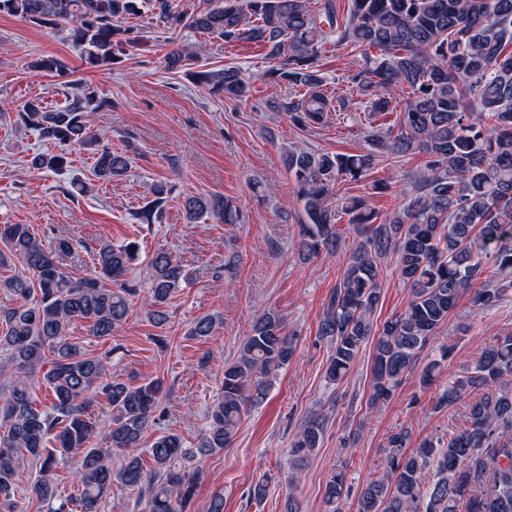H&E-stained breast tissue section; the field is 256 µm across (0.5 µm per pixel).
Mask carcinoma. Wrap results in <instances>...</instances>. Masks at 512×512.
Returning <instances> with one entry per match:
<instances>
[{
    "label": "carcinoma",
    "mask_w": 512,
    "mask_h": 512,
    "mask_svg": "<svg viewBox=\"0 0 512 512\" xmlns=\"http://www.w3.org/2000/svg\"><path fill=\"white\" fill-rule=\"evenodd\" d=\"M145 4L171 34L184 30L227 41L263 43L274 61L268 75L288 83L294 96L269 108L284 110L299 126L320 125L343 98L325 90L318 60L326 45L350 43L364 48L360 71L352 76L365 110L399 112L396 125L371 129L369 149L362 154H333L295 149L284 163L297 186L307 216L298 225L302 259L335 253L345 244L339 221L347 216L354 233L342 276L332 292L318 335L332 353L326 368L329 383L342 381L363 345L377 336L373 357L372 399L387 401L417 369L424 350L447 324L459 299L476 287L471 304L497 307L512 295V0H349L346 13L336 0H200L190 12L174 0H0V13L53 30H66L82 61L91 68H112L117 23L137 14ZM192 54L176 45L164 57L171 70L188 65ZM29 68L58 77L68 63L39 55ZM195 84L239 101L251 86L233 66L192 71ZM408 90L404 103L392 93ZM66 104L48 111L42 100L17 105L13 124L33 129L59 151L37 154L36 170L59 172L74 151L92 155L93 174L102 182L124 175L131 157L100 142L93 114L104 104L98 90L84 81L63 83ZM425 156L410 176L403 202L381 217L361 199L333 205L332 188L341 179L360 180L374 165L389 158ZM169 190L150 186L151 200L138 213L144 224L159 220ZM187 223L208 216L238 224L239 208L220 195L184 199ZM74 251L73 239L60 237L43 247L27 224H0V267L18 261L22 269L0 280V352L17 375L0 404V503L10 512H24L28 503L50 502L57 468L77 460L72 508L55 512H98L112 485L137 491L143 512H186L203 471L193 459L228 446L244 411L261 402L272 378L288 367L295 354L293 338L282 319L267 311L252 324L237 356L224 364L221 396L210 408L209 425L197 446L165 432L152 442L153 466L144 470L138 453L161 402L164 383L151 379L137 386L112 378L105 358L87 351L70 335L71 324L85 322L90 336L108 339L127 319L129 298L137 285L127 279L136 245L101 241L89 251L93 270L74 278L63 258ZM395 259L404 287L410 291L404 308L374 328L372 314L381 295V278ZM148 319L161 328L166 307L190 283L184 264L171 251L157 249L149 262ZM214 315L198 318L191 334L213 335ZM451 349L422 368L421 383L431 385ZM51 363L43 374L37 367ZM49 391L50 403L34 392L35 381ZM486 390L467 407L468 427L447 445L422 440L410 450L412 432L401 428L387 440L385 477L364 485L358 512H420L421 476L436 464L426 512H512V335L486 345L476 365L463 369L441 390L434 408L453 407L471 389ZM103 400L112 407L106 446H90L100 433L89 409ZM324 418L304 420L289 453L297 461L319 447ZM124 463L112 469V451ZM36 477L28 502L17 496L22 468ZM346 474H333L326 500L339 512L348 494Z\"/></svg>",
    "instance_id": "1"
}]
</instances>
